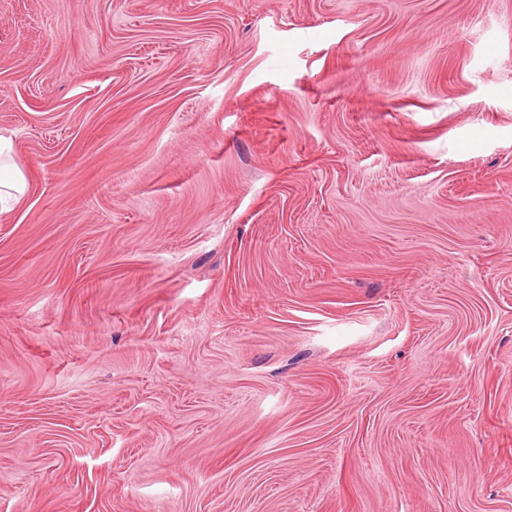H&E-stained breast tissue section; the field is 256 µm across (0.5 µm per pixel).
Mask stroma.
I'll list each match as a JSON object with an SVG mask.
<instances>
[{"mask_svg":"<svg viewBox=\"0 0 512 512\" xmlns=\"http://www.w3.org/2000/svg\"><path fill=\"white\" fill-rule=\"evenodd\" d=\"M0 512H512V0H0ZM25 189V176L13 162L12 141L0 135V213L18 202Z\"/></svg>","mask_w":512,"mask_h":512,"instance_id":"35a3bbf8","label":"stroma"}]
</instances>
